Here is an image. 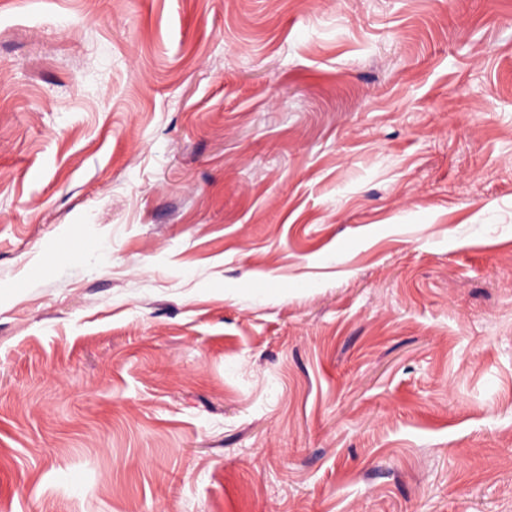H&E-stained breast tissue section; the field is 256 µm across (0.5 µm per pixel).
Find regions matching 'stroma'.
Returning <instances> with one entry per match:
<instances>
[{"mask_svg": "<svg viewBox=\"0 0 512 512\" xmlns=\"http://www.w3.org/2000/svg\"><path fill=\"white\" fill-rule=\"evenodd\" d=\"M0 512H512V0H0Z\"/></svg>", "mask_w": 512, "mask_h": 512, "instance_id": "35a3bbf8", "label": "stroma"}]
</instances>
